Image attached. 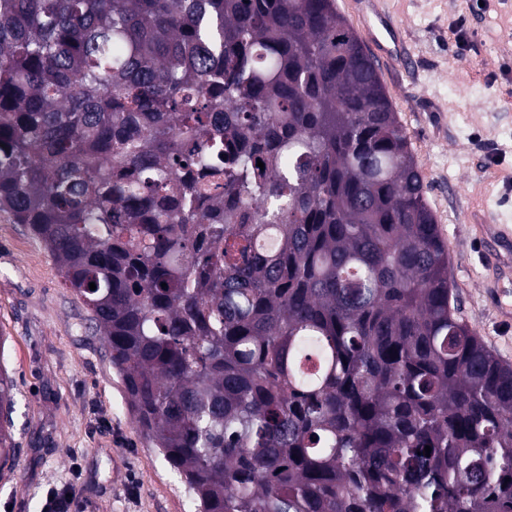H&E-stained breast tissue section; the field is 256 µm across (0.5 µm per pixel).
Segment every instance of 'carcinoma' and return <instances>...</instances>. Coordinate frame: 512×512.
Here are the masks:
<instances>
[{"label":"carcinoma","instance_id":"1","mask_svg":"<svg viewBox=\"0 0 512 512\" xmlns=\"http://www.w3.org/2000/svg\"><path fill=\"white\" fill-rule=\"evenodd\" d=\"M0 213L198 512H512V365L336 0H0Z\"/></svg>","mask_w":512,"mask_h":512}]
</instances>
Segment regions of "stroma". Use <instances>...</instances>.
I'll return each mask as SVG.
<instances>
[{"mask_svg":"<svg viewBox=\"0 0 512 512\" xmlns=\"http://www.w3.org/2000/svg\"><path fill=\"white\" fill-rule=\"evenodd\" d=\"M401 25L413 68L388 62L382 80L426 184L448 252L454 302L488 347L512 364V326L488 302L474 215L512 225V0H380ZM462 27L458 49L449 30ZM0 366L15 385L14 473L0 512H41L49 488L72 512H194L187 487L128 412L106 347L51 256L0 215Z\"/></svg>","mask_w":512,"mask_h":512,"instance_id":"35a3bbf8","label":"stroma"}]
</instances>
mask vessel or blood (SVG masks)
<instances>
[{"instance_id": "b4317fda", "label": "vessel or blood", "mask_w": 512, "mask_h": 512, "mask_svg": "<svg viewBox=\"0 0 512 512\" xmlns=\"http://www.w3.org/2000/svg\"><path fill=\"white\" fill-rule=\"evenodd\" d=\"M364 39L371 45L377 59L392 60L405 57L406 50L399 25L379 10L377 0H346ZM479 236L493 248L489 268L500 282V287L491 289L489 300L498 317L512 320V226L507 224H482Z\"/></svg>"}]
</instances>
